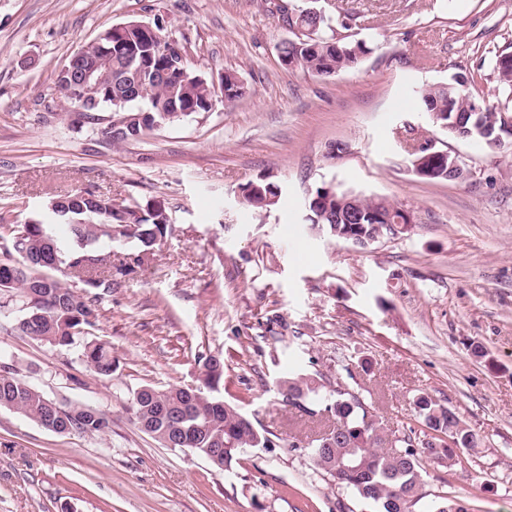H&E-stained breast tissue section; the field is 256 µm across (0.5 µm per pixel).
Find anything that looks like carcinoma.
Masks as SVG:
<instances>
[{"label": "carcinoma", "instance_id": "1", "mask_svg": "<svg viewBox=\"0 0 512 512\" xmlns=\"http://www.w3.org/2000/svg\"><path fill=\"white\" fill-rule=\"evenodd\" d=\"M330 30L329 23L320 22L316 38L303 36L298 42L300 48L284 49L285 58L294 57L299 60V67L324 77L356 67L369 52L366 43L338 39L328 34ZM157 47V39L137 27L112 38V69L100 71L102 83L117 89L137 51L154 53L153 68L157 70L155 74H146L140 94L133 101L152 114L151 121L133 132L110 136L115 144L139 139L158 124L181 122L187 117V109L207 110L213 95L211 82L199 78L195 71L183 76L181 60L158 51ZM494 71L499 86L512 94V54L500 53ZM224 82V101L233 102L245 94L235 73L225 72ZM470 82V76L456 74L446 83L423 88L420 102L426 112L449 114L459 129L471 132L468 139L480 141L482 136L473 127L472 107L479 99L462 88ZM56 89L66 108L76 106L72 84L58 79ZM481 118L494 133L505 132L503 113L485 105ZM269 185L271 181L265 177L243 185V205L257 212L268 210ZM311 195L318 196V201L310 229L337 241L343 240L348 232L374 238L380 227L369 223L368 216L399 215L398 206L383 197L354 191L330 192L322 186ZM55 200L60 202L62 213L45 207L53 223L36 216L10 228L11 248L0 259V315L20 303L24 317L33 315L35 320H18L16 330L53 347H70L76 338L91 335L97 326L99 300L112 290L114 278L142 266L161 245L170 223L166 212L154 210L148 204L116 206L111 198L89 190L57 196ZM342 209L359 212L364 216L363 223H340L338 215ZM129 244L134 250L124 253L120 263H112V246ZM57 272L83 276V292L55 276ZM81 356L95 374L112 376L114 359L110 346L96 340L86 341ZM322 388L324 385L315 378L298 375L285 382L283 401L290 405L302 402L310 414L321 404L323 411L331 414L334 428L316 440L313 463L335 485L350 491L374 512H413V507L425 497L423 460H445L452 467L459 461V454L485 447L483 438L454 409L428 394H419L413 400L415 421L429 430L421 440L410 425L398 434L386 432L364 401L342 391V381H336V388L327 396L321 393ZM223 389L224 360L208 355L202 358L195 390L146 385L133 393L128 411L160 445L166 447L176 437L180 439L177 448L201 455L216 470L224 471L238 460L241 449L266 448L272 438L224 402ZM0 408L13 410L61 435H102L108 432L111 423L102 411L57 402L8 371L0 373ZM436 507L441 512H471L463 499L450 492L437 496Z\"/></svg>", "mask_w": 512, "mask_h": 512}]
</instances>
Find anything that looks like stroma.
<instances>
[{
	"label": "stroma",
	"mask_w": 512,
	"mask_h": 512,
	"mask_svg": "<svg viewBox=\"0 0 512 512\" xmlns=\"http://www.w3.org/2000/svg\"><path fill=\"white\" fill-rule=\"evenodd\" d=\"M307 0H0V215L21 224L53 197L91 190L158 203L171 231L151 260L99 306L111 377L80 345L50 346L0 319V371L112 420L103 435H59L0 409V512H361L311 459L327 415L284 405L297 374L335 382L397 429L415 396L452 407L484 437L455 467L427 461L430 512L452 491L473 512H512V140L449 136L421 109L423 84L473 74L474 94L512 113L493 68L512 52V0H320L369 52L322 77L284 67V11ZM162 17L207 80L236 72L245 94L112 145L98 123L63 116L56 75L114 24ZM459 157L463 182L411 170L421 142ZM282 187L270 213L239 200L261 175ZM324 184L388 198L411 227L367 248L315 236L308 191ZM284 325L269 333L267 320ZM482 344L484 359L471 357ZM224 358L225 402L278 434L224 472L166 448L127 406L143 385L196 383L198 360Z\"/></svg>",
	"instance_id": "1"
}]
</instances>
